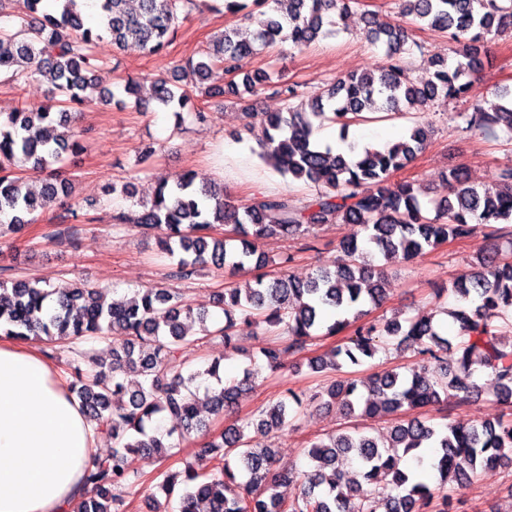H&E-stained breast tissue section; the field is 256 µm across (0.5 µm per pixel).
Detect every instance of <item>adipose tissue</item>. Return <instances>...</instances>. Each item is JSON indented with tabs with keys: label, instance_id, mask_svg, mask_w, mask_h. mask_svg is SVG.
<instances>
[{
	"label": "adipose tissue",
	"instance_id": "1",
	"mask_svg": "<svg viewBox=\"0 0 512 512\" xmlns=\"http://www.w3.org/2000/svg\"><path fill=\"white\" fill-rule=\"evenodd\" d=\"M96 442L66 375L0 333V512H71Z\"/></svg>",
	"mask_w": 512,
	"mask_h": 512
}]
</instances>
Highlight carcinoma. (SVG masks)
<instances>
[{"label": "carcinoma", "instance_id": "1", "mask_svg": "<svg viewBox=\"0 0 512 512\" xmlns=\"http://www.w3.org/2000/svg\"><path fill=\"white\" fill-rule=\"evenodd\" d=\"M0 0V70L16 85L30 80L49 84L59 103L23 104L0 113V214L10 215L18 232L71 192V180L58 164L65 154L85 150L75 123L85 106L126 101L100 88L95 76L102 53L117 54L135 44L148 54L162 53L200 0H98V27L85 26L78 0H63L55 14L42 0ZM352 0H224V13L256 25L252 37L238 27L211 39L194 61L173 64L176 83L159 75L129 79L124 93L147 108L155 102L181 117L184 109L200 123L206 108L193 103L192 89L214 98L226 93L244 100L272 84L265 71L248 64L261 50L309 46L327 34L325 26L343 19ZM396 18L382 21L365 14V36L385 47L374 72L337 79L304 100L295 85L281 82L275 93L285 107L278 112L243 108L246 126L259 128L261 158L282 175L311 183L313 197L294 200L257 194L239 204L224 189L197 181L185 171L158 181L153 196L141 202L134 223L160 231L161 253L173 263L170 277L190 281L207 267L233 277L272 258L259 249L268 239L306 234L324 224H357L361 236L339 244L342 258L299 279L281 273L235 282L216 295L224 323L211 328L209 313L194 311L181 294L162 284L137 291L123 303L107 300V289L75 283L54 288L36 279L0 281V330L18 339L74 344L87 337L112 339L110 358L89 357L71 348L69 388L87 416L97 422L112 449L95 459L75 512H124L125 497L146 477L143 460L171 456L173 432L182 438L210 431L208 417L231 411L242 392L252 388L257 369L246 367L231 380L217 377L222 358L202 371L186 365L183 349L198 336L218 335L224 349L255 362L241 346L244 332L282 338L259 347L269 370L284 371L282 357L300 354L326 337L350 330L346 341L307 358L315 373L334 379L310 398L340 408L349 418H385L408 411L386 433L374 436L357 427L333 432L307 449L305 473L276 469L275 450L256 448L246 436L249 423H233L214 434L195 461L182 470H158L156 488L171 498L182 487L178 512H449L452 494L482 473L512 465V417L470 426L427 423L422 410L448 412L487 389L512 410V336L499 335L500 322L512 317V257L499 251L480 257L474 272L436 289L457 305L442 313L457 326L450 336L434 316L367 320L386 297L387 264L412 261L455 239L482 233L512 241V167L500 168L492 184H471L461 168L446 174L448 195L429 215L414 183L391 181L427 146L433 127L413 126L400 141L358 147L346 142L349 127L372 112L399 113L420 100L442 103L472 97L474 78L485 68L489 35L512 32V0H394ZM411 21L455 44V65L427 54L409 40ZM419 54L427 78H411L408 58ZM486 111L457 112L461 130H506L512 139V91ZM339 126L347 151L334 152L313 138L324 123ZM214 224H231L236 235L217 237ZM381 254L385 264L374 262ZM411 350L421 364L404 373L380 370L362 383L343 376L346 366H362L381 350ZM456 357L448 361V351ZM134 372L140 380H127ZM209 374L217 386L199 397L197 378ZM302 400L293 391L267 406L257 426L282 430L299 415ZM170 413L177 421L166 434L150 430L153 416ZM433 448L426 474L403 464L410 456L422 465L420 451ZM354 459L358 469L346 462ZM298 492L284 497L283 485Z\"/></svg>", "mask_w": 512, "mask_h": 512}]
</instances>
